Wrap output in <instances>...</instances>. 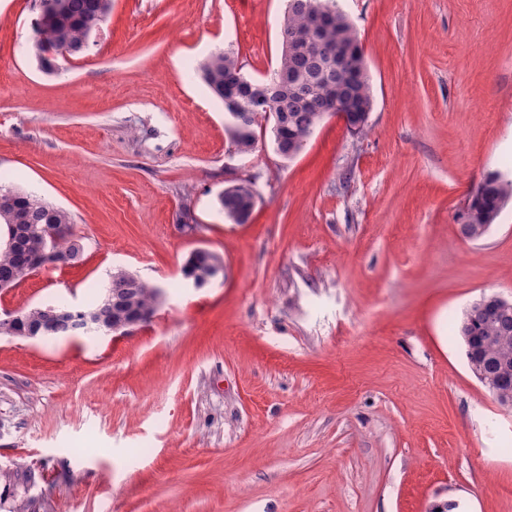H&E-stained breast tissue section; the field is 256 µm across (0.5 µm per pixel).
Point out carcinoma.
<instances>
[{
  "label": "carcinoma",
  "instance_id": "carcinoma-1",
  "mask_svg": "<svg viewBox=\"0 0 512 512\" xmlns=\"http://www.w3.org/2000/svg\"><path fill=\"white\" fill-rule=\"evenodd\" d=\"M111 0H64L58 14L42 11L35 22L33 55L51 65L50 52L65 48L76 55L86 45V24L105 21ZM280 41L288 43V52L280 54L276 67L262 83L279 90L276 110L285 113L275 150L284 159L298 154V142L308 138L319 104L340 102L363 113L373 108V93L368 72L361 71L364 59L356 30L334 0H288ZM242 64L231 50L210 55L196 66L212 94L224 100V88L233 83L232 70ZM9 205L0 210V227L8 237L11 225L24 224L34 230L50 224L57 233L47 238L46 250L27 246L17 240L10 248L0 244V283L21 284L46 264L74 265L85 246L75 236L72 217L34 192L0 184V197ZM474 204L466 211L469 224H494L504 206L512 199V179L499 171L488 173L470 193ZM224 215L236 223L245 222L255 206L251 183L230 187L221 194ZM219 259L212 253L194 252L184 269L206 271ZM108 287L118 310L134 306L146 312L156 310L158 287L139 278L109 275ZM479 339L487 341L485 355L512 367V317L503 319L493 313L476 318L472 326Z\"/></svg>",
  "mask_w": 512,
  "mask_h": 512
}]
</instances>
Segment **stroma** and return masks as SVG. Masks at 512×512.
I'll return each instance as SVG.
<instances>
[{"mask_svg":"<svg viewBox=\"0 0 512 512\" xmlns=\"http://www.w3.org/2000/svg\"><path fill=\"white\" fill-rule=\"evenodd\" d=\"M374 90L368 135L325 117L295 158L236 150L195 76L262 78L285 0H112L41 69L40 0H0V177L67 210L85 251L0 291V316L85 308L122 268L163 291L127 334L0 337V512H512V411L450 320L512 297V203L456 221L512 161V0H338ZM248 178L245 223L219 203ZM196 224L184 233L181 217ZM208 250L224 273L194 287ZM237 65H241L242 68L244 67L239 55L231 50H227L210 55L200 62L195 69L201 73L204 83L212 94L224 102V88L234 83L231 74ZM241 67L239 66L237 69L236 81L243 88L249 86L252 91V83L246 80L240 73ZM475 197L474 204L466 211L467 223H461L463 213L458 214V225L483 224L474 226L471 236L465 239L476 241L477 237L488 232L490 225L494 224L501 214L504 206L512 199V179L507 178L499 171L488 173L482 182L470 193ZM490 224V225H489Z\"/></svg>","mask_w":512,"mask_h":512,"instance_id":"obj_1","label":"stroma"}]
</instances>
